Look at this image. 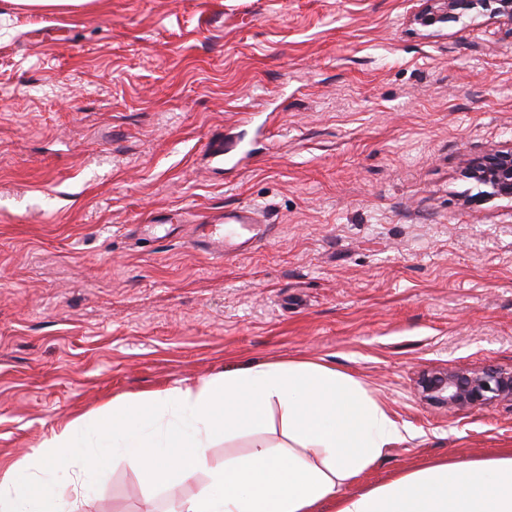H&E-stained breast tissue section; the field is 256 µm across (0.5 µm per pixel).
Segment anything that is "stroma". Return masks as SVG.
<instances>
[{"mask_svg":"<svg viewBox=\"0 0 512 512\" xmlns=\"http://www.w3.org/2000/svg\"><path fill=\"white\" fill-rule=\"evenodd\" d=\"M427 0H0V464L113 400L311 360L407 429L359 487L512 450V402L425 401L422 373L512 371V40ZM252 142L243 168L204 146ZM271 232L211 258L197 218ZM167 217L162 233L147 220ZM125 462L75 512H171L207 486ZM468 176L477 185L480 199L512 198V146L493 150L471 161Z\"/></svg>","mask_w":512,"mask_h":512,"instance_id":"1","label":"stroma"}]
</instances>
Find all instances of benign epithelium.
I'll return each instance as SVG.
<instances>
[{
	"mask_svg": "<svg viewBox=\"0 0 512 512\" xmlns=\"http://www.w3.org/2000/svg\"><path fill=\"white\" fill-rule=\"evenodd\" d=\"M484 16L507 28L512 37V0H445L444 10L425 11L417 21L425 26L457 23L464 16ZM468 176L484 187L482 199L512 198V146L493 150L473 161ZM418 387L429 401L450 408H468L492 399L512 401V372L496 368L464 372L448 369L427 372Z\"/></svg>",
	"mask_w": 512,
	"mask_h": 512,
	"instance_id": "1",
	"label": "benign epithelium"
}]
</instances>
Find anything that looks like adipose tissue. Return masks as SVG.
<instances>
[{
	"label": "adipose tissue",
	"mask_w": 512,
	"mask_h": 512,
	"mask_svg": "<svg viewBox=\"0 0 512 512\" xmlns=\"http://www.w3.org/2000/svg\"><path fill=\"white\" fill-rule=\"evenodd\" d=\"M274 406L288 432L277 447L258 438ZM161 411L170 413L167 423H158ZM221 435L255 442L247 455L213 468L208 450ZM402 438L388 410L350 375L314 361L249 367L70 421L0 473V512H69L76 489L57 469L86 465L101 475L118 459L159 483L206 472L209 486L174 512H319L325 503L334 512H512V451L352 491Z\"/></svg>",
	"instance_id": "obj_1"
}]
</instances>
